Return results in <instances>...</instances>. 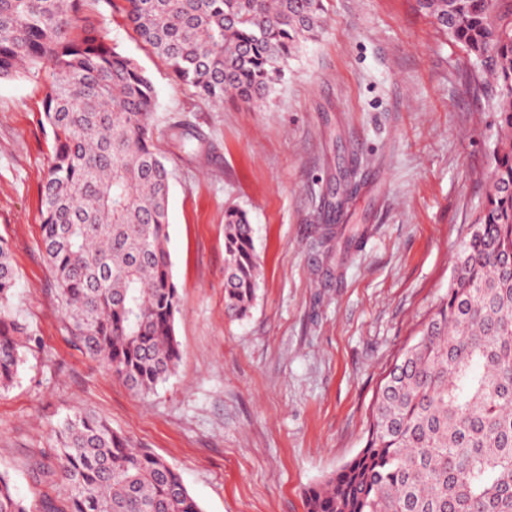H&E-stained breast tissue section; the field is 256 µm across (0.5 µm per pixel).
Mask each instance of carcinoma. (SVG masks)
I'll use <instances>...</instances> for the list:
<instances>
[{
	"label": "carcinoma",
	"mask_w": 512,
	"mask_h": 512,
	"mask_svg": "<svg viewBox=\"0 0 512 512\" xmlns=\"http://www.w3.org/2000/svg\"><path fill=\"white\" fill-rule=\"evenodd\" d=\"M84 0H0V80L52 63L53 155L42 243L73 343L145 398L179 361V292L167 249L170 171L154 142L158 91ZM497 86L498 138L479 218L448 296L385 377L364 448L313 487L307 512H512V4L417 0ZM125 17L199 98L262 102L325 26L322 0H125ZM224 311L242 318L261 263L248 214L224 212ZM0 240V391L15 382L24 327ZM56 512H203L167 460L91 412L57 431ZM0 512H29L0 474Z\"/></svg>",
	"instance_id": "cac0c4a2"
}]
</instances>
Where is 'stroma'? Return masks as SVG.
Returning a JSON list of instances; mask_svg holds the SVG:
<instances>
[{
  "label": "stroma",
  "mask_w": 512,
  "mask_h": 512,
  "mask_svg": "<svg viewBox=\"0 0 512 512\" xmlns=\"http://www.w3.org/2000/svg\"><path fill=\"white\" fill-rule=\"evenodd\" d=\"M322 4L324 32L257 106L181 86L128 25L124 0L83 6L153 80L172 171L180 359L145 399L68 340L40 230L49 69L0 80V240L17 275L10 311L28 330L0 392V472L31 512L68 500L55 431L78 410L165 458L203 512H306L307 489L364 447L382 379L446 296L479 215L496 90L416 0ZM182 126L197 150L172 138ZM228 207L248 213L263 270L241 319L224 311ZM340 225L363 232L343 257Z\"/></svg>",
  "instance_id": "1"
}]
</instances>
